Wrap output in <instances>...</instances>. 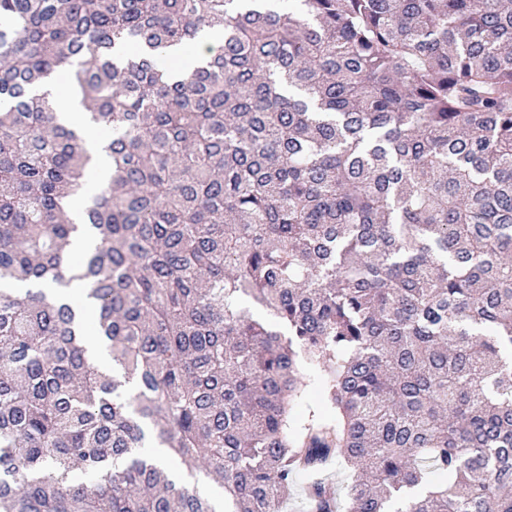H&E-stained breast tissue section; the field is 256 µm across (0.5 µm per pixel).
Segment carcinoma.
<instances>
[{
  "label": "carcinoma",
  "mask_w": 512,
  "mask_h": 512,
  "mask_svg": "<svg viewBox=\"0 0 512 512\" xmlns=\"http://www.w3.org/2000/svg\"><path fill=\"white\" fill-rule=\"evenodd\" d=\"M1 281L0 512H512V0H0ZM222 39V35L218 32H208L200 37L196 51L192 54H185L181 49L170 51V55L180 59V66L183 71H190L201 61L205 50L208 46L217 45ZM55 88V112L57 113L59 119L61 121H72L73 118L80 114L78 112L82 106L80 104V100L75 98L71 93L65 92L61 93L59 89V85H54ZM303 373L307 387L302 399L292 408V415L295 419L301 420L307 413L309 407L319 409L327 413L323 397V371L319 366L303 365ZM352 470L342 459H334L320 472L298 471L294 476V484L288 501L284 504V512H299L301 496L304 489L316 481H328L338 489L341 501H344L348 487L352 481Z\"/></svg>",
  "instance_id": "cac0c4a2"
}]
</instances>
